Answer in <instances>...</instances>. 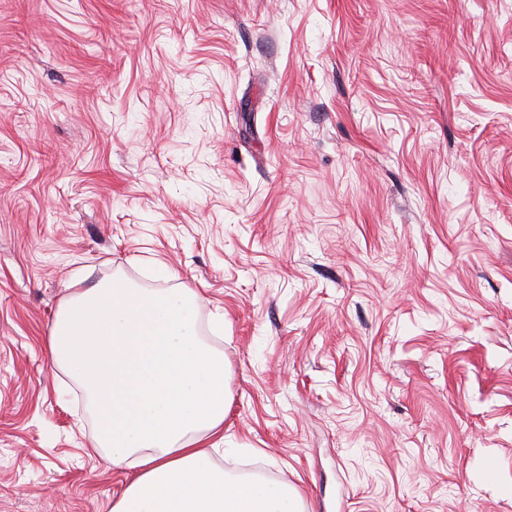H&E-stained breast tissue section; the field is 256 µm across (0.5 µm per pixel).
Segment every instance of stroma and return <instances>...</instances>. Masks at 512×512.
<instances>
[{
	"label": "stroma",
	"instance_id": "1",
	"mask_svg": "<svg viewBox=\"0 0 512 512\" xmlns=\"http://www.w3.org/2000/svg\"><path fill=\"white\" fill-rule=\"evenodd\" d=\"M189 288L213 459L308 512H512V0H0V512H111L50 331Z\"/></svg>",
	"mask_w": 512,
	"mask_h": 512
}]
</instances>
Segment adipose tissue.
I'll list each match as a JSON object with an SVG mask.
<instances>
[{
    "mask_svg": "<svg viewBox=\"0 0 512 512\" xmlns=\"http://www.w3.org/2000/svg\"><path fill=\"white\" fill-rule=\"evenodd\" d=\"M192 290L121 282L75 293L49 338L97 412V447L137 476L111 512H304L284 484L233 476L202 434L224 430L226 369L196 332Z\"/></svg>",
    "mask_w": 512,
    "mask_h": 512,
    "instance_id": "obj_1",
    "label": "adipose tissue"
}]
</instances>
